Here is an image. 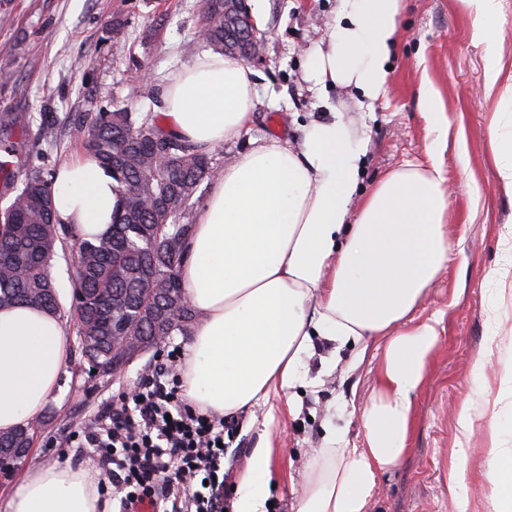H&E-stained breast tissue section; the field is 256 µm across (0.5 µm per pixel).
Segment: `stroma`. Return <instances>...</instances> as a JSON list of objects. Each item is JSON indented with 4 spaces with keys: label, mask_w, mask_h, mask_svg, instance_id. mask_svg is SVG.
<instances>
[{
    "label": "stroma",
    "mask_w": 512,
    "mask_h": 512,
    "mask_svg": "<svg viewBox=\"0 0 512 512\" xmlns=\"http://www.w3.org/2000/svg\"><path fill=\"white\" fill-rule=\"evenodd\" d=\"M264 53L252 62L258 102L249 139L298 144L304 125L342 113L363 140L360 193H368L390 171L411 162L429 165L435 139L420 98L423 81L439 91L448 115V145L441 152L448 201L450 246L447 266L430 284L416 316H443L427 377L413 396V429L404 455L384 472L369 512H492L483 476L487 433L496 425L485 411L470 439L458 438V416L467 401L496 399L497 374L477 376L475 360L492 351L512 362V261L499 242L512 230V191L495 166L490 123L496 99L483 94L486 32H493L512 71V0L492 29L476 22L463 0H403L397 45L390 60L391 82L378 101L359 105L355 92L341 87L317 94L304 79L309 52L326 41L340 0H247ZM201 0H0V114L30 120L27 148L45 163L86 158L70 138L68 117L100 108L159 113L161 88L169 73L206 52L199 37ZM57 118L40 130V115ZM249 139L227 142L214 153L217 168L231 165ZM494 282H486L489 269ZM385 340L370 343L364 360L356 348L331 354L318 345L307 361V376L292 393L296 413L259 404L245 410L235 443L233 475L224 494L234 500L255 448L270 444L276 512H295L309 476L307 463L322 444L326 425H335L349 446H361L360 413L375 393ZM80 355L71 352L56 392L41 413L43 429L27 458L0 478V505L28 470L53 464H85L73 447L75 432L96 418L162 355L147 352L95 388L85 389L77 372ZM465 464L464 482L448 488L452 457Z\"/></svg>",
    "instance_id": "obj_1"
}]
</instances>
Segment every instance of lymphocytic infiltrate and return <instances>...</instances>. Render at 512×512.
I'll use <instances>...</instances> for the list:
<instances>
[{"label":"lymphocytic infiltrate","instance_id":"f902f5d3","mask_svg":"<svg viewBox=\"0 0 512 512\" xmlns=\"http://www.w3.org/2000/svg\"><path fill=\"white\" fill-rule=\"evenodd\" d=\"M183 352L139 378L133 389L103 408L80 438L95 466L112 479L119 512H223L229 471L227 444L238 419L190 403L178 368Z\"/></svg>","mask_w":512,"mask_h":512}]
</instances>
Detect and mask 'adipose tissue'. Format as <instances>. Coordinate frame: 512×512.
I'll return each instance as SVG.
<instances>
[{"label":"adipose tissue","instance_id":"adipose-tissue-1","mask_svg":"<svg viewBox=\"0 0 512 512\" xmlns=\"http://www.w3.org/2000/svg\"><path fill=\"white\" fill-rule=\"evenodd\" d=\"M401 0H341L305 79L376 101L389 84ZM253 70L220 53L173 72L161 91L164 132L210 150L248 137ZM361 141L350 121L317 120L299 148L252 141L220 171L198 210L180 278L198 317L183 363L190 402L223 415L284 399L305 373L314 338L341 347L387 337L379 392L361 411L362 447L328 429L311 458L296 512H368L382 474L407 448L412 395L424 381L442 316L413 312L448 262V204L439 164L408 163L354 205ZM116 183L92 159L64 164L54 182L59 223L89 236L112 229ZM58 316L31 304L0 310V433L29 423L69 360ZM486 478L494 512H512V448L490 433ZM271 449L253 453L234 512H267ZM91 468L49 465L11 490L6 512H108Z\"/></svg>","mask_w":512,"mask_h":512}]
</instances>
